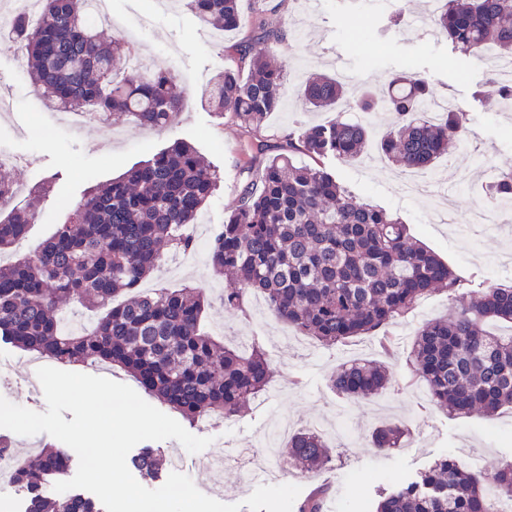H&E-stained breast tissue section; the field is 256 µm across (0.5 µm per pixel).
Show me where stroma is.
Wrapping results in <instances>:
<instances>
[{
  "label": "stroma",
  "mask_w": 512,
  "mask_h": 512,
  "mask_svg": "<svg viewBox=\"0 0 512 512\" xmlns=\"http://www.w3.org/2000/svg\"><path fill=\"white\" fill-rule=\"evenodd\" d=\"M428 0L408 7L401 27L391 23L395 9H382L376 0H320L307 10L299 0H265L266 17L288 33L286 42L271 52L286 59L288 73L324 72L353 74L357 84L380 87L390 74L409 70L431 81L435 94L450 97L465 112L470 128L469 143L452 157L439 159L429 170L439 193L450 196L456 215L452 224L428 221L426 200L406 195L401 183L407 173L373 146L354 160L329 159V172L366 202L386 210L407 224L412 236L448 262L463 279L512 285V222L472 224L468 218L476 196L500 171L512 170V109L498 107L478 97L488 78L485 62L453 49L439 28L417 25L416 15ZM120 17L150 14L151 26L134 48L142 54L162 56L165 67L178 77L177 92L183 107L171 125L162 131L117 120L113 136L101 125L89 124L76 132L59 131L46 137L37 131L50 120V107L29 83L19 56L0 47V98L10 106L0 113V148L14 155L18 164L13 179L22 189L50 182L51 191L40 205V215L27 237L29 247L48 239L56 225L68 221L73 208L91 186L109 182L138 163L152 157L174 141L192 144L222 181L203 208L215 223L236 207L246 176L247 137L231 117L216 116L205 101L204 88L215 73L230 65L226 47L254 35V0H243L242 20L237 29L212 40V27L199 21L185 0H168L159 9L155 0H110ZM327 112H315L296 95H288L282 111L267 118L265 133L277 142L298 127L330 120ZM195 261L177 268L162 266L149 279L153 287L178 288L191 284L205 291L208 328L226 345L240 337L259 343L276 374L271 386L253 401L248 412L208 427H193V435L211 438L201 452H186L177 440L154 442L165 463L162 475L178 471L188 475L204 494L224 503L240 504L255 489L240 466L214 472L205 463L219 452L246 444L261 445L275 429L277 417L288 416L303 429L314 421L345 419L350 430L325 435L334 460L325 469L304 472L287 454L277 453L272 463L282 484L300 486L302 494L324 487L323 512H356L358 500L376 499L381 489L415 475L443 455L452 456L466 470L490 471L512 460V408L495 416L480 412L452 415L434 406L423 384L408 382L404 355L418 328L427 320L445 318L453 307L447 293L435 292L386 331L393 345L385 350L382 338L363 336L325 347L308 336L281 341L284 323L270 313L247 305L245 313L226 312L222 294L227 276L215 272L208 260L204 237L196 238ZM28 353L0 341V392L12 403L37 412L46 411L43 391L32 389L33 370L24 366ZM389 361L401 388H388L370 400L346 402L330 386L331 375L343 364L359 359ZM399 424L408 433L398 446L381 451L371 444L372 432L384 425Z\"/></svg>",
  "instance_id": "obj_1"
}]
</instances>
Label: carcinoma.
<instances>
[{"mask_svg":"<svg viewBox=\"0 0 512 512\" xmlns=\"http://www.w3.org/2000/svg\"><path fill=\"white\" fill-rule=\"evenodd\" d=\"M200 19L226 30L239 26L242 0H187ZM434 22L454 48L477 54L486 47L512 50V0H446ZM253 41L236 49L234 66L221 70L208 103L229 113L248 134L247 170L238 204L213 234L208 257L232 277L224 310L244 311V296H265L271 314L326 347L376 332L411 312L429 293L446 289L465 297L448 319L422 324L408 353L413 377L433 401L452 412L493 416L512 406V338L489 335L485 325L512 323V286L462 279L438 255L410 235L385 210L360 201L327 171L324 160L360 156L367 125L336 116L324 125L291 132L268 154L263 135L269 114L295 91L309 107L336 112L342 104L366 115L386 113L392 127L380 141L386 157L406 170L431 167L467 137L465 113L452 107L441 118L423 112L433 98L423 75L395 73L371 103L364 92L331 75H302L285 87L284 66L269 45L286 31L259 13ZM6 45L28 58V78L55 108L82 107L100 118L123 115L142 127L163 129L181 111L173 92L175 74L163 66L147 74L129 70L124 41H103L86 19L83 0H43L32 25L17 14ZM482 97L512 105V84L490 79ZM306 157L296 161V155ZM221 177L191 144L175 141L104 186H94L35 254L0 260V339L61 361L119 366L148 393L194 424L220 411L241 412L246 401L272 381L274 369L257 344L247 353L229 348L201 329L205 296L200 288L141 289L166 259L163 245L192 251L185 228L196 222ZM491 199L512 201V172L488 187ZM38 219L22 202L0 220V257ZM123 300L116 301L117 297ZM62 301L101 311L90 326L63 323ZM393 380L373 361L342 367L331 387L346 400L365 399ZM398 425L376 429L373 447H396ZM288 456L314 471L329 464L330 449L317 433L301 430L288 439ZM72 456L38 451L18 467L13 483L26 490V512H105L101 501L73 492L47 494L45 480L67 473ZM130 465L149 479L159 459L145 449ZM512 498V462L492 472L459 468L444 456L416 478L384 490L374 512H494L488 488Z\"/></svg>","mask_w":512,"mask_h":512,"instance_id":"obj_1","label":"carcinoma"}]
</instances>
